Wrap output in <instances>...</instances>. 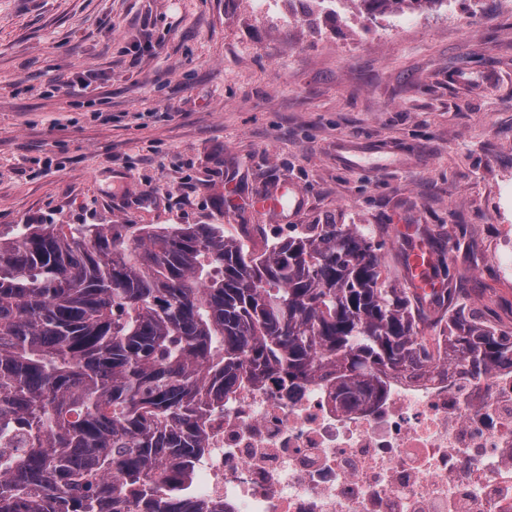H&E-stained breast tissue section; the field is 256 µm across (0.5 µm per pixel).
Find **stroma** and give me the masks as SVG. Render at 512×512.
<instances>
[{
    "label": "stroma",
    "mask_w": 512,
    "mask_h": 512,
    "mask_svg": "<svg viewBox=\"0 0 512 512\" xmlns=\"http://www.w3.org/2000/svg\"><path fill=\"white\" fill-rule=\"evenodd\" d=\"M298 10L0 0V232L220 224L262 254L252 203L285 181L292 223L363 230L384 287L408 285L397 225L427 229L440 284L511 331L512 5Z\"/></svg>",
    "instance_id": "35a3bbf8"
}]
</instances>
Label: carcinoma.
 <instances>
[{
    "label": "carcinoma",
    "mask_w": 512,
    "mask_h": 512,
    "mask_svg": "<svg viewBox=\"0 0 512 512\" xmlns=\"http://www.w3.org/2000/svg\"><path fill=\"white\" fill-rule=\"evenodd\" d=\"M415 297L382 287L365 236L336 224L259 256L222 224L0 233V512H204L179 492L224 396L330 367L359 404L418 368ZM446 350L479 372L512 362V338L463 318Z\"/></svg>",
    "instance_id": "obj_1"
}]
</instances>
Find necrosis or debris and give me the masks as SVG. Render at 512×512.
I'll return each mask as SVG.
<instances>
[{
	"label": "necrosis or debris",
	"mask_w": 512,
	"mask_h": 512,
	"mask_svg": "<svg viewBox=\"0 0 512 512\" xmlns=\"http://www.w3.org/2000/svg\"><path fill=\"white\" fill-rule=\"evenodd\" d=\"M427 339L420 376L347 409L336 376L242 383L207 425L211 512H512V365L476 374Z\"/></svg>",
	"instance_id": "4bbe7bcc"
}]
</instances>
